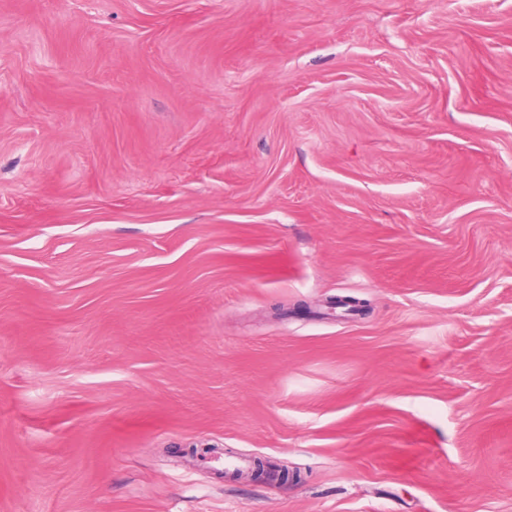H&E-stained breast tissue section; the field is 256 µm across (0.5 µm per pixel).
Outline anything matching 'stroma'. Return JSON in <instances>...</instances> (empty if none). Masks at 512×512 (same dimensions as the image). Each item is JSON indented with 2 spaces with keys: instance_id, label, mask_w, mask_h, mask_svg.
<instances>
[{
  "instance_id": "obj_1",
  "label": "stroma",
  "mask_w": 512,
  "mask_h": 512,
  "mask_svg": "<svg viewBox=\"0 0 512 512\" xmlns=\"http://www.w3.org/2000/svg\"><path fill=\"white\" fill-rule=\"evenodd\" d=\"M0 512H512V0H0Z\"/></svg>"
}]
</instances>
